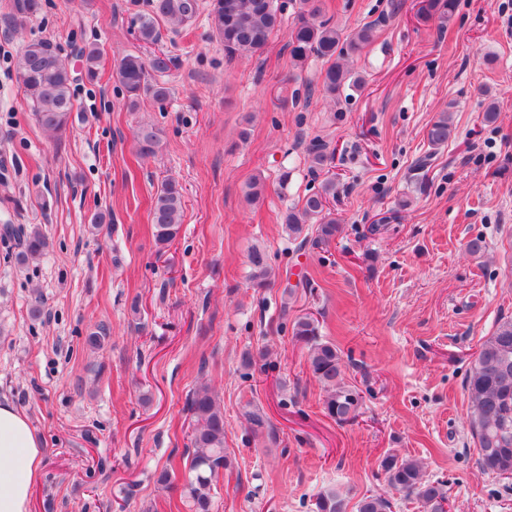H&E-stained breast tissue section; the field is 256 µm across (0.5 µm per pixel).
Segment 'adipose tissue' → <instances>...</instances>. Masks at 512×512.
<instances>
[{
    "mask_svg": "<svg viewBox=\"0 0 512 512\" xmlns=\"http://www.w3.org/2000/svg\"><path fill=\"white\" fill-rule=\"evenodd\" d=\"M43 450L27 417L0 404V512H30Z\"/></svg>",
    "mask_w": 512,
    "mask_h": 512,
    "instance_id": "1",
    "label": "adipose tissue"
}]
</instances>
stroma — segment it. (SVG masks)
<instances>
[{"label":"stroma","instance_id":"obj_1","mask_svg":"<svg viewBox=\"0 0 512 512\" xmlns=\"http://www.w3.org/2000/svg\"><path fill=\"white\" fill-rule=\"evenodd\" d=\"M419 5L322 0L321 19L344 30L377 25L352 63L364 87L334 101L319 90L325 62L294 70L282 32L261 57L229 62L203 16L152 46L129 28L135 0H47L18 31L0 0V225L36 224L50 241L30 265L0 254V403L27 416L44 450L32 512H190L186 399L204 383L224 407L230 460L211 512H315L329 489L425 512L389 490L388 453L443 480L451 512H512V479L478 464L465 388L480 343L512 319V0H457L448 23L421 20ZM33 38L51 40L75 78L60 142L17 81ZM87 44L102 50L93 80L75 56ZM159 49L173 59L170 97L129 110L116 67ZM447 109L454 136L430 152L426 131ZM142 125L162 137L144 160ZM316 140L329 151L319 176L308 162ZM426 156L418 191L410 174ZM283 165L293 172L284 190ZM325 175L339 231L326 246L300 243L280 216ZM257 176L268 192L250 203ZM167 179L185 209L161 249L149 210ZM97 213L110 218L98 231ZM478 236L486 249L470 253ZM255 247L273 271L260 292L248 280ZM306 313L364 396L356 421L324 412L292 335ZM101 324L109 335L89 348ZM248 351L263 357L247 368Z\"/></svg>","mask_w":512,"mask_h":512}]
</instances>
